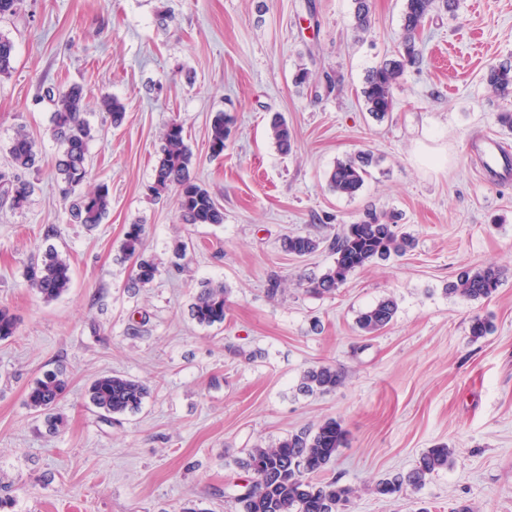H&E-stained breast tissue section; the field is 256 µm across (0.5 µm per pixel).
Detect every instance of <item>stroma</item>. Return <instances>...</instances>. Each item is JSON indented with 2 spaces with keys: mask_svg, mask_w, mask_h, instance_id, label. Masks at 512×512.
Masks as SVG:
<instances>
[{
  "mask_svg": "<svg viewBox=\"0 0 512 512\" xmlns=\"http://www.w3.org/2000/svg\"><path fill=\"white\" fill-rule=\"evenodd\" d=\"M353 0H22L0 19L15 46L0 78V167L17 129L35 140L37 189L22 208L0 199V306L18 322L0 341V497L11 512H240L251 448L335 418L347 431L329 473L351 485V512H512V175L483 174L472 143L512 146L498 114L512 98L489 90L490 66L512 62V0H459L433 14L420 35L424 62L407 70L394 108L375 120L361 90L393 54L403 0H370V24L355 28ZM307 69L310 80L294 76ZM82 86L91 106L90 184L109 188L111 209L95 230L73 223L59 194L44 91ZM126 106L113 127L95 104ZM231 116L212 155L216 113ZM282 114L294 134L288 154L269 137ZM184 127L193 174L224 210L219 225L182 224L177 194L151 191L160 133ZM361 151L375 157L354 197L336 195L327 174ZM397 215L414 237L406 254L375 260L334 293L300 285L333 256L328 240L367 210ZM145 229V253L160 273L134 291L120 261L130 224ZM323 239L298 257L286 236ZM189 242L183 270L173 249ZM70 266L72 286L46 302L24 273L47 247ZM504 275L487 300L448 286L466 269ZM282 290L269 297V275ZM227 289L223 324L198 325L190 305L204 282ZM390 298L392 323L367 335L360 312ZM493 330L473 339L474 317ZM332 364L336 391H300L305 370ZM69 389L48 433L25 394L45 372ZM120 373L145 383L140 410L101 419L86 390ZM445 444L455 461L419 489L377 496V481L407 472Z\"/></svg>",
  "mask_w": 512,
  "mask_h": 512,
  "instance_id": "obj_1",
  "label": "stroma"
}]
</instances>
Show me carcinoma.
Instances as JSON below:
<instances>
[{
    "mask_svg": "<svg viewBox=\"0 0 512 512\" xmlns=\"http://www.w3.org/2000/svg\"><path fill=\"white\" fill-rule=\"evenodd\" d=\"M403 34L394 57L381 61L365 78L361 95L367 112L377 119L384 118L394 107V88L404 71L421 61L416 37L435 12L453 13L458 0H403ZM14 45L0 37V76L13 70ZM487 84L493 94H512V62L490 67ZM45 98L54 111L50 117V134L62 148L56 162L59 191L67 199L89 178L88 144L92 127L85 118L86 102L82 87L71 85L64 90L49 87ZM100 110L109 114L112 126L118 127L125 117L124 103L113 96L104 95ZM230 118L217 113L210 126L209 142L213 153L224 152L229 134ZM270 136L278 150L286 154L292 149L293 132L283 119H275ZM10 167L0 170V189L11 198L12 205L20 208L34 193L35 186L24 178V173L38 168L39 151L34 140L22 128L15 132L9 147ZM370 155L362 153L354 158L339 160L329 171V188L339 195L352 197L362 188L368 175ZM193 153L185 142L183 126L168 123L162 132L160 156L155 166L153 189L155 193L171 188L178 192V218L182 224H222L224 209L210 192L191 176ZM111 199L107 186L99 185L81 194L71 208L75 222L92 229L109 214ZM144 225L132 224L125 233L120 251L124 258L135 261L136 273L132 287L145 288L159 274L154 260L144 256ZM320 239L309 234H293L284 241L285 250L297 256L312 254L320 248ZM412 241L396 231L393 217L375 212L367 213L357 224H351L328 245L334 256L333 263L323 274L309 280L315 293L336 291L353 272L363 269L376 259L392 254H403ZM27 287L46 302L65 295L72 284L70 265L61 259L52 247L27 267ZM501 270L493 265L468 270L449 285V291L469 300L491 298L500 283ZM226 288L224 284L205 282L191 304L192 318L202 326L223 324L226 316ZM396 303L391 299L379 301L361 312L357 318L359 329L368 335L384 329L393 320ZM17 324L14 315L0 306V340L14 336ZM343 374L336 367L320 364L306 370L300 390L307 394H326L343 384ZM69 388V379L62 370L49 371L37 379L26 394V405L46 414L49 430L55 432L63 420L52 414L59 400ZM149 394L148 387L138 379L118 373L103 374L94 379L87 389L90 404L101 417L112 419L116 415L138 410ZM347 432L341 422L328 418L315 429L292 433L276 446H258L250 450L243 467L251 472L250 484L239 496L241 512H346L354 497V488L340 479L323 478L344 447ZM453 452L446 446L429 448L406 474L398 473L375 485L374 492L388 497L409 485L420 487L434 473L452 464Z\"/></svg>",
    "mask_w": 512,
    "mask_h": 512,
    "instance_id": "1",
    "label": "carcinoma"
}]
</instances>
